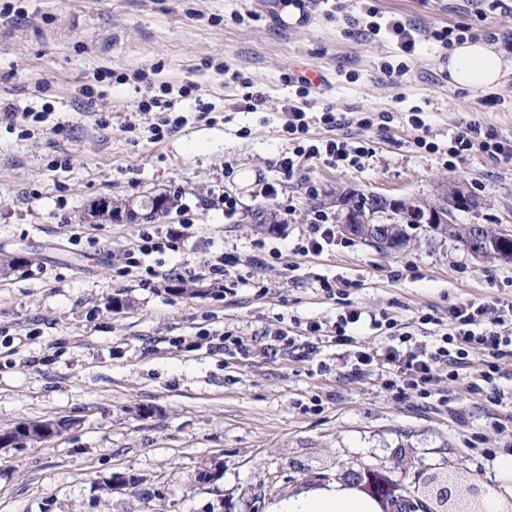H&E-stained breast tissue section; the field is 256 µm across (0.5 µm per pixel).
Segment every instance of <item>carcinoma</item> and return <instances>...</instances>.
Instances as JSON below:
<instances>
[{
  "instance_id": "obj_1",
  "label": "carcinoma",
  "mask_w": 512,
  "mask_h": 512,
  "mask_svg": "<svg viewBox=\"0 0 512 512\" xmlns=\"http://www.w3.org/2000/svg\"><path fill=\"white\" fill-rule=\"evenodd\" d=\"M340 207L338 218L345 223V231L372 245L385 249L396 248L407 239V228L425 221H433L435 207L416 198L384 199L375 193L360 194L344 192L336 198ZM148 218L165 214L169 210V199L159 194L141 203ZM131 213V204L123 201H102L89 210V216L97 218L108 215L112 219L120 217L121 212ZM392 214L397 217L393 224H368L366 220L376 218L378 214ZM432 229L439 234L461 241L473 253L481 256L497 255L502 259H512V238H502L487 230L482 224H434ZM23 430L13 433L17 441L43 442L51 436L36 430L34 423L21 424Z\"/></svg>"
}]
</instances>
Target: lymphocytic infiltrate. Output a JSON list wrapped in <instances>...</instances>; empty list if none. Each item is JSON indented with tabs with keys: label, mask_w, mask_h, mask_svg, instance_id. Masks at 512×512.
<instances>
[{
	"label": "lymphocytic infiltrate",
	"mask_w": 512,
	"mask_h": 512,
	"mask_svg": "<svg viewBox=\"0 0 512 512\" xmlns=\"http://www.w3.org/2000/svg\"><path fill=\"white\" fill-rule=\"evenodd\" d=\"M359 16L350 18L351 26L358 34L369 37H384L394 43L406 55H414L425 37L424 30L396 16L379 13L368 5H360ZM298 89L294 99L283 106L288 120L283 127L289 140L294 144L291 154L276 160L279 173L291 178L299 174L305 161L317 159L328 167L339 169L353 166L361 158L369 155L370 149L365 145H351L336 139L315 140L310 136L314 123L320 122L327 127H335V113L326 111L314 115L310 110L309 96L312 83L306 77H298ZM469 152H481L496 157L512 156V143L501 140L494 130L484 128L479 123H469L451 138L448 144L450 156L458 157ZM191 237L190 225L180 229L165 230L154 227L153 231H140L133 255L127 256V268L142 267L141 257L164 250L178 251L181 244ZM450 328L435 343L415 341L412 333L398 334L397 341L378 352L367 351L353 336V328L366 324L374 329L382 327L392 329L396 323L388 317H377L356 306H347L331 326H323L317 321L307 322L304 332L298 336L289 335L287 331L277 330L272 351L282 352L298 358L315 352L319 342L327 341L344 348L351 361V373L364 374L375 364L390 365L392 372L387 385L397 395L411 393L427 399L433 397V386L439 366H447L449 376H456L459 368L472 364V353H481L476 367V376L471 385L473 393L481 394L488 389H496L502 377L500 363L512 358V334L498 332V325L512 322V299H496L491 302L465 301L448 308ZM437 397V396H434ZM439 404H447V396L437 397Z\"/></svg>",
	"instance_id": "lymphocytic-infiltrate-1"
}]
</instances>
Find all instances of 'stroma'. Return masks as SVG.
I'll return each mask as SVG.
<instances>
[{
  "label": "stroma",
  "mask_w": 512,
  "mask_h": 512,
  "mask_svg": "<svg viewBox=\"0 0 512 512\" xmlns=\"http://www.w3.org/2000/svg\"><path fill=\"white\" fill-rule=\"evenodd\" d=\"M288 2L0 0V109L48 113L28 136L0 120V258L26 260L0 274V430L64 425L50 441L0 447V512H273L349 467L398 479L410 497L429 474L451 472L512 512V482L497 470L512 455L511 359L500 401L471 393L472 367L452 379L440 368L442 407L395 398L384 365L351 377L325 343L304 358L263 351L274 328L334 323L347 302L421 339L446 332L452 304L512 297V261L475 258L426 224L395 251L360 240L319 255L295 249L316 199L345 189L433 202L460 185L477 205L456 223L512 230V158L448 157L471 122L512 140V73L482 90L453 87L444 42H423L411 58L352 34L315 0L305 21L288 19ZM371 3L433 31L512 36V13L492 0ZM302 70L322 77L312 111L330 107L339 120L312 136L366 141L360 166L311 160L291 179L273 167L292 149L283 105ZM245 79L264 97L254 112ZM163 97L184 123L156 141L151 103ZM359 112L371 127L352 124ZM420 136L433 150L415 146ZM262 179L276 197L258 196ZM225 191L238 201L231 216L210 202ZM158 194L175 203L156 224H188L193 236L146 264L193 271L221 251L236 260L224 284L197 280V295H173L172 279L143 288L138 274H121L143 219L93 220L88 207ZM258 208L277 223H254L247 213ZM325 279L344 294L328 296ZM427 313L439 324H420ZM202 331L255 349L210 351L195 344ZM116 475L125 486L112 488Z\"/></svg>",
  "instance_id": "stroma-1"
}]
</instances>
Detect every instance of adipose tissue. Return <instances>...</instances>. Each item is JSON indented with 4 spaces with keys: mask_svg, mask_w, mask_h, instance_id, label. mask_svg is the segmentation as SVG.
Returning a JSON list of instances; mask_svg holds the SVG:
<instances>
[{
    "mask_svg": "<svg viewBox=\"0 0 512 512\" xmlns=\"http://www.w3.org/2000/svg\"><path fill=\"white\" fill-rule=\"evenodd\" d=\"M449 84L474 89L491 87L512 72V52L501 43L464 41L454 46L446 65ZM278 512H374L373 504L337 485L288 498Z\"/></svg>",
    "mask_w": 512,
    "mask_h": 512,
    "instance_id": "1",
    "label": "adipose tissue"
}]
</instances>
